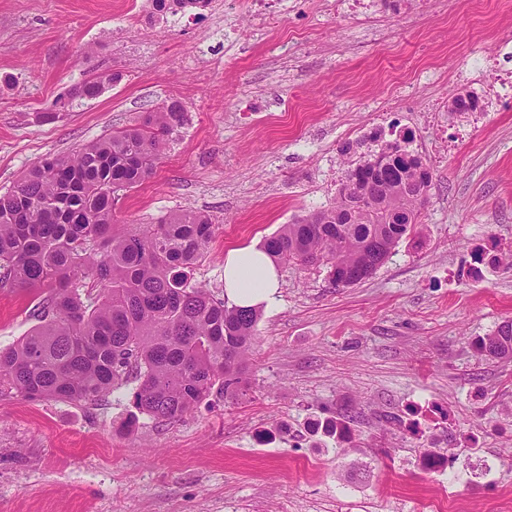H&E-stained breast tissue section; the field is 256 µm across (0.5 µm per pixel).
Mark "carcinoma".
<instances>
[{
    "label": "carcinoma",
    "instance_id": "cac0c4a2",
    "mask_svg": "<svg viewBox=\"0 0 512 512\" xmlns=\"http://www.w3.org/2000/svg\"><path fill=\"white\" fill-rule=\"evenodd\" d=\"M211 0H152L203 10ZM103 82L86 79L64 95L93 99ZM478 98L458 95L448 111L472 112ZM185 109L172 100L142 120L81 147L46 158L0 195V285L49 289L35 309L38 324L0 348V396L94 404L131 386L137 415L170 422L215 394L236 397L260 314L227 306L194 279L214 227L186 209L157 224L118 227L120 193L147 178ZM398 135L347 172L336 202L283 224L263 242L278 264L324 266L337 286L371 276L419 223L433 175L423 176ZM356 177L379 182L367 217L348 214ZM480 353L512 358V322L478 343Z\"/></svg>",
    "mask_w": 512,
    "mask_h": 512
}]
</instances>
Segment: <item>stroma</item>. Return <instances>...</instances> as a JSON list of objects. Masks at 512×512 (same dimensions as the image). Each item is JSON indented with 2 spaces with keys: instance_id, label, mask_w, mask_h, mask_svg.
<instances>
[{
  "instance_id": "35a3bbf8",
  "label": "stroma",
  "mask_w": 512,
  "mask_h": 512,
  "mask_svg": "<svg viewBox=\"0 0 512 512\" xmlns=\"http://www.w3.org/2000/svg\"><path fill=\"white\" fill-rule=\"evenodd\" d=\"M274 2L287 29L254 23L248 0L177 16L0 0V194L180 101L182 126L114 220L207 214L194 277L216 297L225 252L330 206L374 133L411 131L433 172L416 231L360 284L280 266L246 395L127 430L125 388L94 406L0 397V512H512V360L476 349L512 321V99L486 96L478 67L512 68V0H377L366 16ZM98 75L97 98L54 111ZM464 92L479 111L449 112ZM46 294L0 287V348ZM429 450L452 466L425 470Z\"/></svg>"
}]
</instances>
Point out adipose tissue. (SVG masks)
<instances>
[{"label":"adipose tissue","instance_id":"ef3b65f1","mask_svg":"<svg viewBox=\"0 0 512 512\" xmlns=\"http://www.w3.org/2000/svg\"><path fill=\"white\" fill-rule=\"evenodd\" d=\"M279 288L277 265L262 248L245 245L224 257V296L230 305L258 308L270 304Z\"/></svg>","mask_w":512,"mask_h":512}]
</instances>
